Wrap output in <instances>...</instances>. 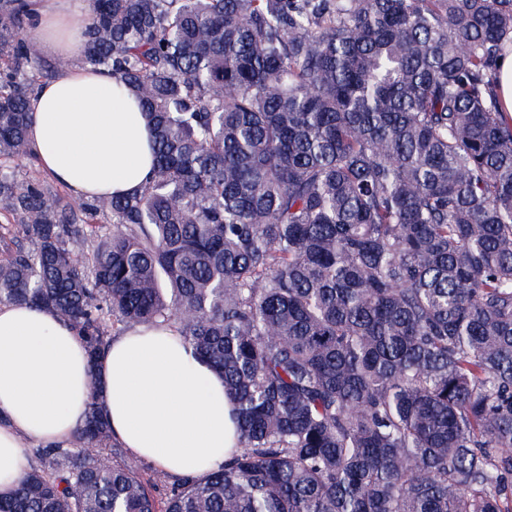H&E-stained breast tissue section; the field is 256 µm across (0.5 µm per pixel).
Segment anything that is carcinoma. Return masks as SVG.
Here are the masks:
<instances>
[{
    "mask_svg": "<svg viewBox=\"0 0 512 512\" xmlns=\"http://www.w3.org/2000/svg\"><path fill=\"white\" fill-rule=\"evenodd\" d=\"M30 2L0 0V304L74 325L91 396L0 512H512V0H92L83 64L155 165L74 203L18 168ZM138 325L224 382L208 474L112 444L99 366ZM502 48L496 69V91L503 109L512 114V39L506 40Z\"/></svg>",
    "mask_w": 512,
    "mask_h": 512,
    "instance_id": "obj_1",
    "label": "carcinoma"
}]
</instances>
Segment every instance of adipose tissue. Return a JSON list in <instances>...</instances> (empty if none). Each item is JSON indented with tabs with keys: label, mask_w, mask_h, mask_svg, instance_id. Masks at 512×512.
<instances>
[{
	"label": "adipose tissue",
	"mask_w": 512,
	"mask_h": 512,
	"mask_svg": "<svg viewBox=\"0 0 512 512\" xmlns=\"http://www.w3.org/2000/svg\"><path fill=\"white\" fill-rule=\"evenodd\" d=\"M34 37L67 65L30 101L39 166L75 197L127 194L150 175L148 117L104 71L80 66L89 0H36ZM87 351L52 309L0 305V495L28 468L26 450L67 443L90 398ZM113 436L177 476L218 468L236 442L232 405L213 370L172 326L112 338L101 367Z\"/></svg>",
	"instance_id": "obj_1"
}]
</instances>
